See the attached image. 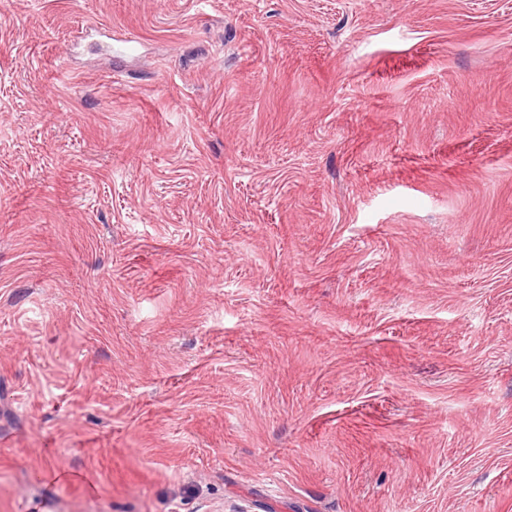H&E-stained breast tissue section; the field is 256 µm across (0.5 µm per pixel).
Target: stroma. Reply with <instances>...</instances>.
<instances>
[{
  "label": "stroma",
  "mask_w": 512,
  "mask_h": 512,
  "mask_svg": "<svg viewBox=\"0 0 512 512\" xmlns=\"http://www.w3.org/2000/svg\"><path fill=\"white\" fill-rule=\"evenodd\" d=\"M0 512H512V0H0Z\"/></svg>",
  "instance_id": "1"
}]
</instances>
